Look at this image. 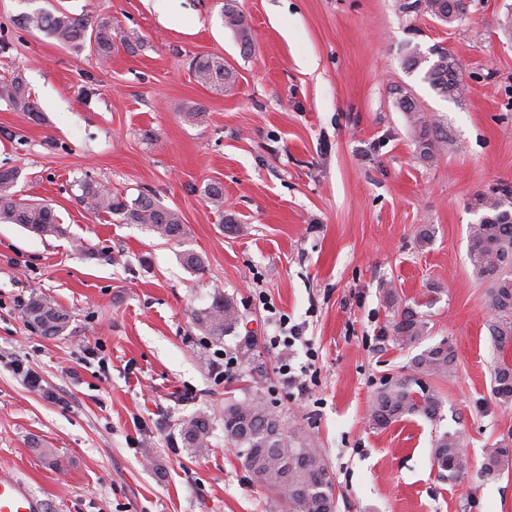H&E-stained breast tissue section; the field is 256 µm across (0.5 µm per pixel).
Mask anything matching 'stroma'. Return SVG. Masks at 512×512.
I'll return each mask as SVG.
<instances>
[{
  "label": "stroma",
  "instance_id": "35a3bbf8",
  "mask_svg": "<svg viewBox=\"0 0 512 512\" xmlns=\"http://www.w3.org/2000/svg\"><path fill=\"white\" fill-rule=\"evenodd\" d=\"M167 3L163 14L155 0H0V80L22 72L42 113L31 121L0 100V167L19 168L17 197L49 204L65 230L44 239L0 224V472L26 481L44 512H280L224 439L225 404L260 396L320 449L339 512H512V464L481 470L488 448L512 443V404L491 381L512 348L494 346L468 255L470 201L512 188V0H473L451 25L403 0H236L247 56L225 0ZM52 7L112 23L108 62L20 28ZM410 42L448 49L467 94L442 97L406 70ZM203 55L231 65L234 86L199 85L190 63ZM401 93L448 135L433 162ZM85 176L130 198L150 191L184 235L90 214L73 186ZM214 182L219 208L204 195ZM228 216L241 233L225 231ZM187 251L203 274L183 266ZM390 288L421 301L420 347L394 342ZM218 292L242 321L215 340L193 314ZM35 293L70 313L62 335L26 322ZM283 318L317 354L304 392L277 374L306 360L302 345L271 348ZM444 340L456 365L431 382L438 420L372 428L381 382ZM16 361L58 402L27 388ZM198 413L213 421L201 456L179 436ZM443 432L461 436L470 461L455 481L432 464ZM224 25L234 32L237 37L240 49L243 54H248L252 50L251 29L247 25L244 16L231 3L224 5Z\"/></svg>",
  "mask_w": 512,
  "mask_h": 512
}]
</instances>
